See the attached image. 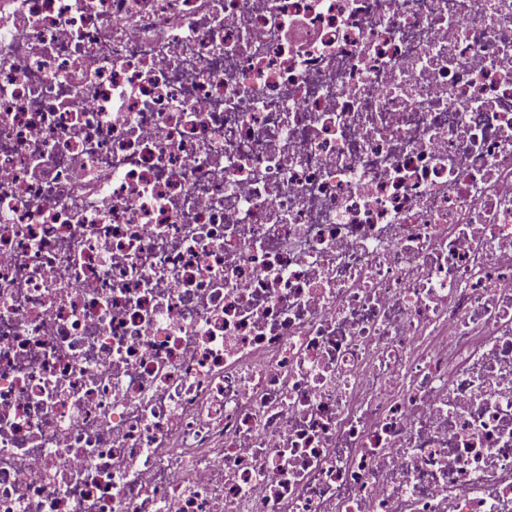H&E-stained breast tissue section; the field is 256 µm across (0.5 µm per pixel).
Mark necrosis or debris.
I'll return each instance as SVG.
<instances>
[{"mask_svg":"<svg viewBox=\"0 0 512 512\" xmlns=\"http://www.w3.org/2000/svg\"><path fill=\"white\" fill-rule=\"evenodd\" d=\"M0 512H512V0H9Z\"/></svg>","mask_w":512,"mask_h":512,"instance_id":"4bbe7bcc","label":"necrosis or debris"}]
</instances>
